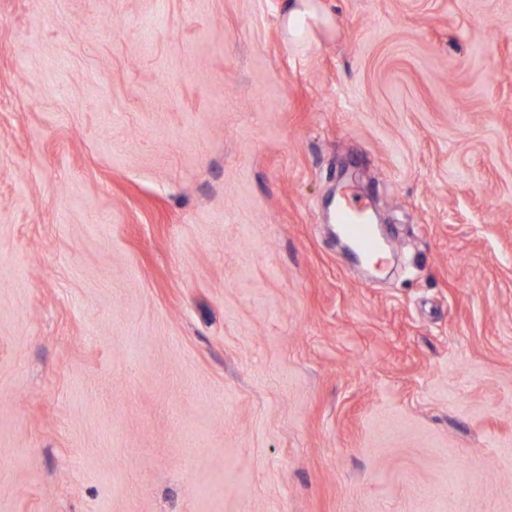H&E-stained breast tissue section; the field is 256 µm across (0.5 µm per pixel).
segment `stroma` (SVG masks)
I'll return each mask as SVG.
<instances>
[{"label": "stroma", "mask_w": 512, "mask_h": 512, "mask_svg": "<svg viewBox=\"0 0 512 512\" xmlns=\"http://www.w3.org/2000/svg\"><path fill=\"white\" fill-rule=\"evenodd\" d=\"M288 2L0 0V512H512V0ZM366 214L364 207L345 201L337 209V223L342 225L346 236L361 253L372 254L377 248V240Z\"/></svg>", "instance_id": "1"}]
</instances>
